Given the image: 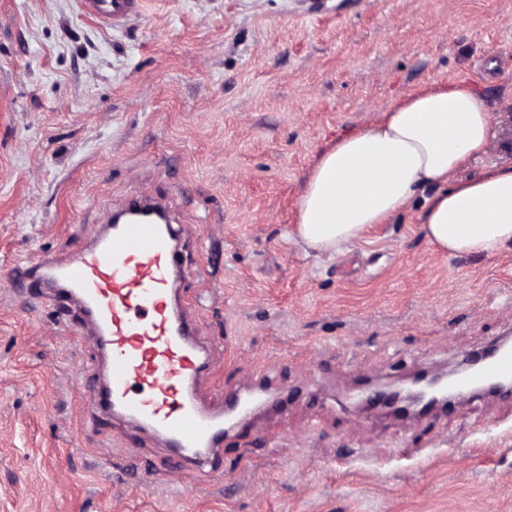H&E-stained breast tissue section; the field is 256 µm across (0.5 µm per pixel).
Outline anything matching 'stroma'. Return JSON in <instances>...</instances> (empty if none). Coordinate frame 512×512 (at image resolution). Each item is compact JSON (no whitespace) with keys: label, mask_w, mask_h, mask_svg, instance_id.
<instances>
[{"label":"stroma","mask_w":512,"mask_h":512,"mask_svg":"<svg viewBox=\"0 0 512 512\" xmlns=\"http://www.w3.org/2000/svg\"><path fill=\"white\" fill-rule=\"evenodd\" d=\"M0 0V512H512V396L401 419L367 380L453 369L512 337V251L448 257L380 224L336 257L293 240L319 155L405 94L466 80L495 119L464 176L512 162V0ZM171 206L206 399L279 380L200 484L129 424L91 420L96 350L14 288L127 200ZM81 4L89 16L113 27L142 13L144 0H81Z\"/></svg>","instance_id":"35a3bbf8"}]
</instances>
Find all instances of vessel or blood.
Listing matches in <instances>:
<instances>
[{"label": "vessel or blood", "mask_w": 512, "mask_h": 512, "mask_svg": "<svg viewBox=\"0 0 512 512\" xmlns=\"http://www.w3.org/2000/svg\"><path fill=\"white\" fill-rule=\"evenodd\" d=\"M89 16L117 26L142 12L144 0H81ZM177 234L169 224L108 226L93 244L62 258L38 254L16 268L15 281L44 289L59 311L77 305L82 326L106 361L88 394L94 414L127 419L163 437L180 470L201 483L224 475L225 416L246 417L261 388L205 405L200 379L210 368L180 302Z\"/></svg>", "instance_id": "obj_1"}]
</instances>
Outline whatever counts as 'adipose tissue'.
I'll return each instance as SVG.
<instances>
[{
    "label": "adipose tissue",
    "mask_w": 512,
    "mask_h": 512,
    "mask_svg": "<svg viewBox=\"0 0 512 512\" xmlns=\"http://www.w3.org/2000/svg\"><path fill=\"white\" fill-rule=\"evenodd\" d=\"M492 128L491 110L466 81L408 93L319 156L297 202L294 236L340 254L371 227L406 216L452 256L512 248V163L459 175L487 151Z\"/></svg>",
    "instance_id": "obj_1"
}]
</instances>
